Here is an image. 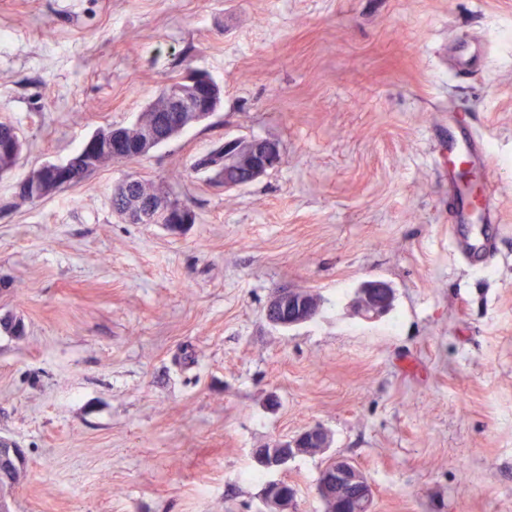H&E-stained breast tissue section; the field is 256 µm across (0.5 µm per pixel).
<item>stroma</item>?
Instances as JSON below:
<instances>
[{
  "label": "stroma",
  "instance_id": "35a3bbf8",
  "mask_svg": "<svg viewBox=\"0 0 512 512\" xmlns=\"http://www.w3.org/2000/svg\"><path fill=\"white\" fill-rule=\"evenodd\" d=\"M481 50L471 69L458 55ZM221 86L208 121L136 162L0 209V438L13 512H260L278 479L324 512V456L259 472L255 449L320 426L374 512H512V0H0V119L28 172L127 125L171 77ZM493 169V255L448 233V124ZM281 165L224 190L196 172L223 139ZM195 212L174 231L112 213L127 175ZM381 280L392 310L353 314ZM282 288L321 299L290 329ZM306 292L305 297L300 290L282 289L278 291L265 309L266 320L277 327L291 328L314 319L319 309L309 306L307 302L319 307L320 299L316 294L310 291Z\"/></svg>",
  "mask_w": 512,
  "mask_h": 512
}]
</instances>
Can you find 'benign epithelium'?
Here are the masks:
<instances>
[{
  "mask_svg": "<svg viewBox=\"0 0 512 512\" xmlns=\"http://www.w3.org/2000/svg\"><path fill=\"white\" fill-rule=\"evenodd\" d=\"M222 88L208 73L194 70L169 82L163 89L164 106L154 115L153 126L144 131L143 138L129 142L127 126H108L92 134L84 143L80 159L73 157L63 162H48L40 166L43 184L28 183L18 187L34 196H46V187H66L80 180L93 168L100 149L112 151L123 160L141 159L155 145L170 138L189 124L211 118L218 109ZM223 157L212 163L205 155L195 162L196 171L206 174V180L224 189L241 188L276 168L282 162L277 143L263 138H229L218 143ZM133 224H162L170 229H180L195 223L194 211L173 193L158 187L143 199L138 208L118 212ZM360 316L377 319L389 310L394 291L383 281H369L358 290ZM319 309L309 306L300 290L282 289L271 299L265 309L266 320L277 327L291 328L314 319ZM332 435L321 427H309L288 440H277L273 447L253 454L257 467L266 472L284 470L303 450L313 444L326 453L332 447ZM319 498L331 502V510L341 507L346 512H371L374 489L362 470L353 462L331 455L322 469V479L317 482ZM261 512H296L294 489L281 480L269 482L262 498Z\"/></svg>",
  "mask_w": 512,
  "mask_h": 512,
  "instance_id": "benign-epithelium-1",
  "label": "benign epithelium"
}]
</instances>
